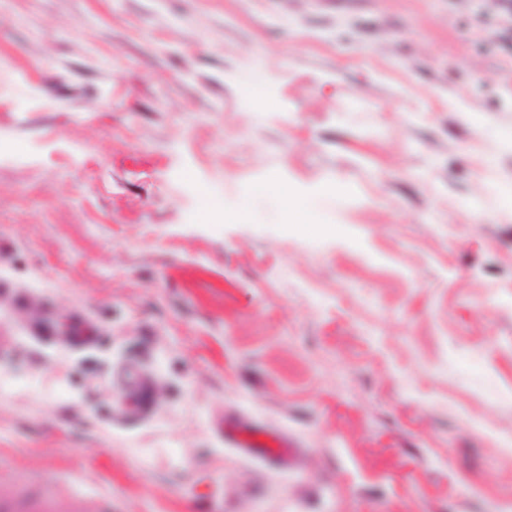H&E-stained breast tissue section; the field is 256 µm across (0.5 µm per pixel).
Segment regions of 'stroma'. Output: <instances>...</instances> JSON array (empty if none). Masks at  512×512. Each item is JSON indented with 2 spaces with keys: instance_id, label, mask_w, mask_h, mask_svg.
I'll return each mask as SVG.
<instances>
[{
  "instance_id": "stroma-1",
  "label": "stroma",
  "mask_w": 512,
  "mask_h": 512,
  "mask_svg": "<svg viewBox=\"0 0 512 512\" xmlns=\"http://www.w3.org/2000/svg\"><path fill=\"white\" fill-rule=\"evenodd\" d=\"M510 186L512 41L479 8L0 0V483L512 512ZM271 187L274 189L283 213L287 217H300L302 223H316V220L307 212L304 201L294 189L285 182H274ZM258 433H244L236 426L226 427L224 430V442L233 448H240L246 454L262 460L269 466L278 467L283 462L289 448L282 442L274 440L276 446H270L263 442Z\"/></svg>"
}]
</instances>
